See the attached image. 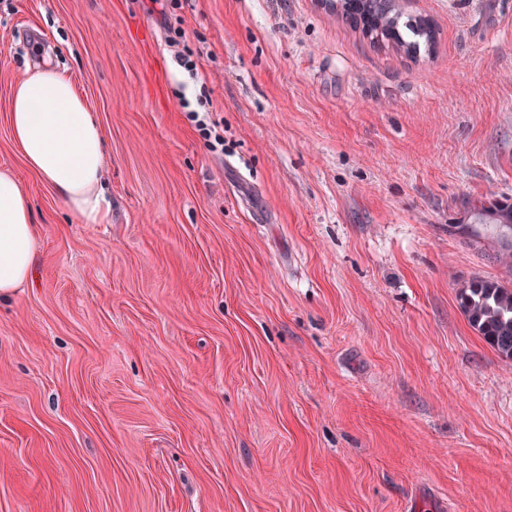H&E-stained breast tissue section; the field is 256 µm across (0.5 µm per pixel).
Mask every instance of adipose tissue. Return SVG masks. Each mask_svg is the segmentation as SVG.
Masks as SVG:
<instances>
[{
  "label": "adipose tissue",
  "mask_w": 512,
  "mask_h": 512,
  "mask_svg": "<svg viewBox=\"0 0 512 512\" xmlns=\"http://www.w3.org/2000/svg\"><path fill=\"white\" fill-rule=\"evenodd\" d=\"M10 133L27 167L86 224L112 221L102 182L104 141L86 99L62 70L32 68L12 91ZM37 241L29 196L0 172V297L28 277Z\"/></svg>",
  "instance_id": "adipose-tissue-1"
}]
</instances>
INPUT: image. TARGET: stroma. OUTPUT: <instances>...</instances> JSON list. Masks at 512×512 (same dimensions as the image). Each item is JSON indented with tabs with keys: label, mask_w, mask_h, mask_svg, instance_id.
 <instances>
[{
	"label": "stroma",
	"mask_w": 512,
	"mask_h": 512,
	"mask_svg": "<svg viewBox=\"0 0 512 512\" xmlns=\"http://www.w3.org/2000/svg\"><path fill=\"white\" fill-rule=\"evenodd\" d=\"M400 2L432 56L319 0H0L37 228L0 300V512H512V362L457 301L512 287L466 231L512 205V0ZM39 50L102 129L111 223L11 140ZM470 218H472L470 224H478L479 226H487V224H509L508 226L511 230L512 208H491L482 204L475 205L470 212Z\"/></svg>",
	"instance_id": "obj_1"
}]
</instances>
